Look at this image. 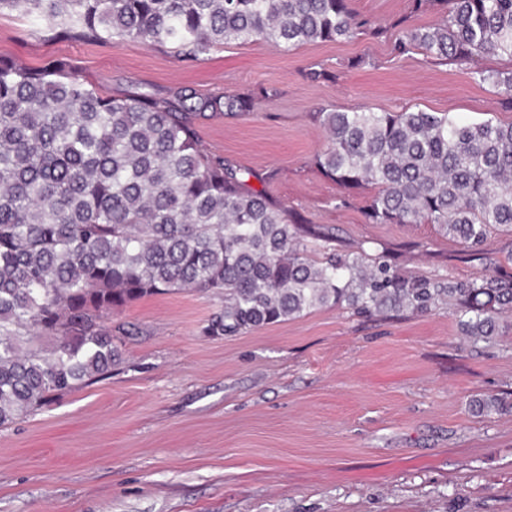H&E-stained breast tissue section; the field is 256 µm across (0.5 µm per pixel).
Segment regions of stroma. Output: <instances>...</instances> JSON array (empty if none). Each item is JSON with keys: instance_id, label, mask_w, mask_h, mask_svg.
<instances>
[{"instance_id": "obj_1", "label": "stroma", "mask_w": 512, "mask_h": 512, "mask_svg": "<svg viewBox=\"0 0 512 512\" xmlns=\"http://www.w3.org/2000/svg\"><path fill=\"white\" fill-rule=\"evenodd\" d=\"M410 0H353L387 31L288 52L253 42L188 59L136 41L52 38L0 12V59L30 71L65 62L113 97L279 95L243 116L197 122L203 150L274 168L272 201L328 228L337 250L399 269L478 275L431 224H369L371 193L346 191L313 159L327 144L321 107L422 109L462 122H512L501 90L470 68L394 53ZM363 66L349 67V60ZM329 77L310 82L312 65ZM220 298L147 295L105 314L122 351L111 374L0 427V512H512V407L492 418L472 396L512 404V327L488 342L455 319L362 317L324 307L237 336L204 328Z\"/></svg>"}]
</instances>
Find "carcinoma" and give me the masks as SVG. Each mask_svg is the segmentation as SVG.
Segmentation results:
<instances>
[{
    "instance_id": "1",
    "label": "carcinoma",
    "mask_w": 512,
    "mask_h": 512,
    "mask_svg": "<svg viewBox=\"0 0 512 512\" xmlns=\"http://www.w3.org/2000/svg\"><path fill=\"white\" fill-rule=\"evenodd\" d=\"M440 7L434 25L402 18L397 54L470 64L512 63V0H411ZM59 37L133 40L188 58L263 42L290 51L379 36L386 27L351 0H0ZM503 89L512 69L471 71ZM252 94L175 101L112 97L57 63L30 72L0 60V427L112 371L122 353L107 312L146 295L193 290L224 299L210 336H236L345 306L357 315L452 309L463 335H499L512 313V280L453 281L398 269L360 249L340 252L308 231L250 179L274 169L237 167L201 149L195 122L253 111ZM328 133L315 163L349 190H373L369 224H433L478 257L495 231L512 234V122L461 124L446 112L322 109ZM53 336L43 354L35 335ZM477 415L503 410L495 395Z\"/></svg>"
}]
</instances>
